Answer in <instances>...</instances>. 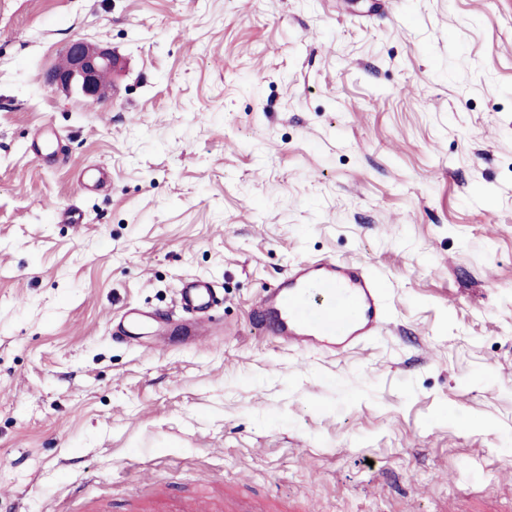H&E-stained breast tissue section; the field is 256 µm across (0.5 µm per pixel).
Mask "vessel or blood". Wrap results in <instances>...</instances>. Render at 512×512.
Instances as JSON below:
<instances>
[{
  "instance_id": "obj_1",
  "label": "vessel or blood",
  "mask_w": 512,
  "mask_h": 512,
  "mask_svg": "<svg viewBox=\"0 0 512 512\" xmlns=\"http://www.w3.org/2000/svg\"><path fill=\"white\" fill-rule=\"evenodd\" d=\"M84 189L110 187L106 167L81 169ZM387 282L366 267L332 259L308 260L289 270L277 288L263 296L253 311V321L264 335L299 349L342 352L377 336L387 323ZM215 302L210 283L195 277L179 290L185 313L183 328L199 338L214 327L210 309Z\"/></svg>"
}]
</instances>
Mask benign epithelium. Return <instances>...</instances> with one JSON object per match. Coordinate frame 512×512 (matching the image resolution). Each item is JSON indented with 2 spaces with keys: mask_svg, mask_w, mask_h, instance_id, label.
Wrapping results in <instances>:
<instances>
[{
  "mask_svg": "<svg viewBox=\"0 0 512 512\" xmlns=\"http://www.w3.org/2000/svg\"><path fill=\"white\" fill-rule=\"evenodd\" d=\"M115 59L107 47L73 39L66 48L65 64L48 73L50 85L65 93L78 92L86 100L97 103L112 96V85L103 75L112 72Z\"/></svg>",
  "mask_w": 512,
  "mask_h": 512,
  "instance_id": "7a95c632",
  "label": "benign epithelium"
}]
</instances>
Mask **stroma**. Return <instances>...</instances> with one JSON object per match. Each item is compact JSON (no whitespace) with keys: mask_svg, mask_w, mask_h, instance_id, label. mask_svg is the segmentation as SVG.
<instances>
[{"mask_svg":"<svg viewBox=\"0 0 512 512\" xmlns=\"http://www.w3.org/2000/svg\"><path fill=\"white\" fill-rule=\"evenodd\" d=\"M76 38L116 56L108 101L46 84ZM324 258L388 283L387 328L259 334ZM188 277L222 335L113 336ZM163 485L512 512V0H0V499L167 512ZM78 182L83 189H104L111 186V177L106 167L93 165L81 169Z\"/></svg>","mask_w":512,"mask_h":512,"instance_id":"stroma-1","label":"stroma"}]
</instances>
